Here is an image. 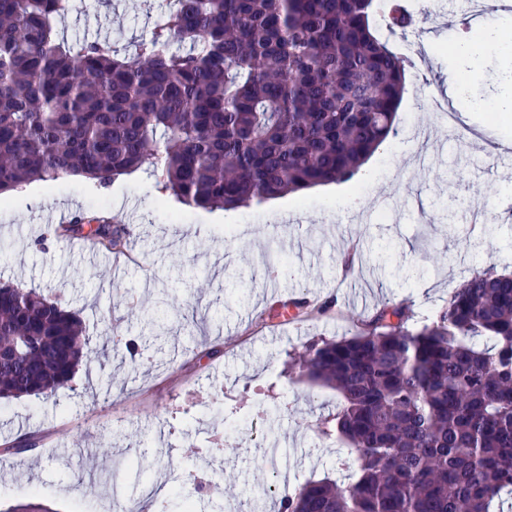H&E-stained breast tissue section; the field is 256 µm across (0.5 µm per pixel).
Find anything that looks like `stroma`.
<instances>
[{
  "instance_id": "1",
  "label": "stroma",
  "mask_w": 512,
  "mask_h": 512,
  "mask_svg": "<svg viewBox=\"0 0 512 512\" xmlns=\"http://www.w3.org/2000/svg\"><path fill=\"white\" fill-rule=\"evenodd\" d=\"M474 0H406L415 22L375 34L399 57L427 60L407 74L396 133L351 180L290 193L234 211L178 203L143 171L107 188L67 178L36 181L0 196V282L66 292L87 336L106 348L50 399L0 402V510L36 489L55 512H111L107 489L79 492L58 471L74 449L121 450L145 440L149 452L122 469L121 500L151 512L139 477L190 487L223 474L233 492L224 512L248 500L250 512H277L284 495L310 480L350 482L353 448L320 432L335 414V391L290 367L311 343L351 336L358 319L405 303L415 325L430 322L449 293L472 274L512 271V168L484 141L512 140V121L476 107L512 70L498 50L472 81L449 52L466 32ZM158 0H71L54 28L68 40L101 38L130 48L148 37ZM455 73L471 122L449 127L431 112ZM137 205L125 253L88 264L80 239L56 237L51 218ZM295 221L279 224L282 214ZM287 260L276 275L271 255ZM282 295L330 299L329 315L296 321L278 315L269 284ZM175 310H168V303ZM137 336L142 357H125L117 339ZM111 378V389L101 387ZM39 438L14 455L4 443ZM274 485L273 494L262 488Z\"/></svg>"
}]
</instances>
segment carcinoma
<instances>
[{
	"instance_id": "cac0c4a2",
	"label": "carcinoma",
	"mask_w": 512,
	"mask_h": 512,
	"mask_svg": "<svg viewBox=\"0 0 512 512\" xmlns=\"http://www.w3.org/2000/svg\"><path fill=\"white\" fill-rule=\"evenodd\" d=\"M388 0H160L134 56L52 26L62 0H0V195L138 170L191 208L233 210L352 179L391 135L406 66L370 30ZM108 252L129 235L105 213L64 227ZM293 318L328 314L296 299ZM385 305L349 338L294 363L336 389L322 432L351 444L356 478L310 481L282 512H491L512 493V274L463 280L436 319ZM90 347L58 297L0 284V399H47ZM62 468L95 472L78 457ZM32 490L6 512H54Z\"/></svg>"
}]
</instances>
